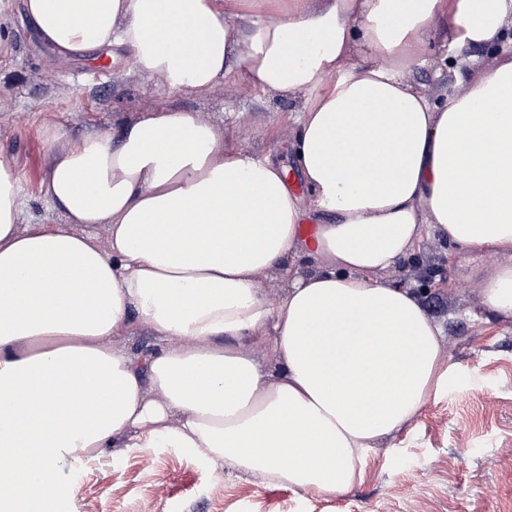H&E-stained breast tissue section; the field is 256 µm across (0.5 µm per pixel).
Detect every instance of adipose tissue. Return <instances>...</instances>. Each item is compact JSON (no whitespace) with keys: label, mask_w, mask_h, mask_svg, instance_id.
Masks as SVG:
<instances>
[{"label":"adipose tissue","mask_w":512,"mask_h":512,"mask_svg":"<svg viewBox=\"0 0 512 512\" xmlns=\"http://www.w3.org/2000/svg\"><path fill=\"white\" fill-rule=\"evenodd\" d=\"M59 55L127 50L168 88L230 72L294 119L291 192L269 158L216 126L149 111L118 134L45 127L40 197L66 226L22 228L28 200L0 160V512L68 499L61 466L125 448H187L214 467L336 495L368 452L448 381L442 329L411 288L379 281L435 235L500 262L487 317L512 321V0H25ZM459 53L435 102L406 75L434 24ZM498 47L484 66L475 47ZM360 63H351L354 51ZM321 221L312 240L301 224ZM105 228L99 240L97 228ZM311 258L293 270L291 259ZM282 272L280 301L259 282ZM145 327L160 349L121 338ZM269 342L274 367L249 344Z\"/></svg>","instance_id":"ef3b65f1"}]
</instances>
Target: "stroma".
Here are the masks:
<instances>
[{
  "label": "stroma",
  "instance_id": "35a3bbf8",
  "mask_svg": "<svg viewBox=\"0 0 512 512\" xmlns=\"http://www.w3.org/2000/svg\"><path fill=\"white\" fill-rule=\"evenodd\" d=\"M0 159L14 169L29 199L23 226L61 224L39 197L46 172L44 126L65 127L70 144L91 129L117 133L150 110L177 108L213 123L225 146L271 157L293 173L290 115L304 95L284 99L254 91L229 75L205 92L172 91L139 74L129 53L109 68L67 58L41 44L24 20L21 0H0ZM448 31L434 26L427 63L407 80L430 96L454 90L443 62ZM441 271L431 286L401 261L380 278L414 288L444 328L448 383L404 429L372 449L361 485L323 497L223 472L185 448H127L117 455L63 465L71 497L61 512H512V324L486 320L480 279L498 255L461 253L430 237L416 255Z\"/></svg>",
  "mask_w": 512,
  "mask_h": 512
}]
</instances>
